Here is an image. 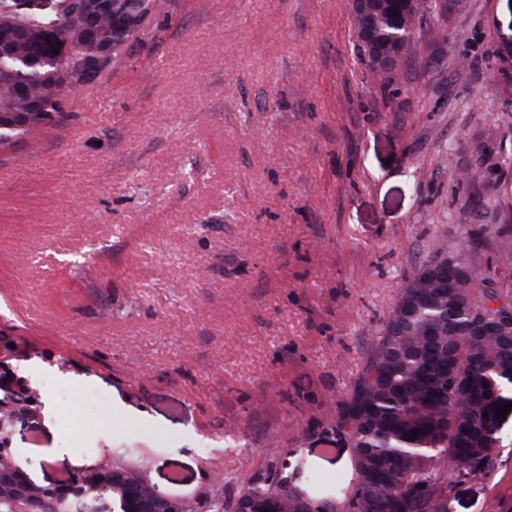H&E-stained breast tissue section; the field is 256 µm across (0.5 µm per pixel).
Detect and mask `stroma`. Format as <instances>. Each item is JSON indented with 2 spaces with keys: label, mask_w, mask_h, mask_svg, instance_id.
<instances>
[{
  "label": "stroma",
  "mask_w": 512,
  "mask_h": 512,
  "mask_svg": "<svg viewBox=\"0 0 512 512\" xmlns=\"http://www.w3.org/2000/svg\"><path fill=\"white\" fill-rule=\"evenodd\" d=\"M433 3L385 82L346 0H158L102 84L0 153V372L37 484L122 458L229 502L301 461L309 495L353 490L331 421L401 288L434 243L487 228L480 271L512 246V0ZM449 512H512V447Z\"/></svg>",
  "instance_id": "1"
}]
</instances>
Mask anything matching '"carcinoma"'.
<instances>
[{
    "instance_id": "obj_1",
    "label": "carcinoma",
    "mask_w": 512,
    "mask_h": 512,
    "mask_svg": "<svg viewBox=\"0 0 512 512\" xmlns=\"http://www.w3.org/2000/svg\"><path fill=\"white\" fill-rule=\"evenodd\" d=\"M0 14L36 35L25 40L0 24V114L28 111L33 98L67 97L60 91L58 55L96 47H126L146 25L116 24L81 15L72 0H0ZM94 38L87 40V26ZM47 125L35 116L25 126L0 124V152ZM479 237L453 252L434 250L475 271L473 291L461 290L457 306L435 293L426 264L414 271L372 342V353L351 396L333 420L352 448L360 483L338 500L336 512H448L453 479L491 474L504 443L492 405L512 386V285L495 271L475 270ZM492 317L507 336L484 332ZM418 432L414 440L407 439ZM242 492L274 512H320L323 500L298 501L276 473L259 476Z\"/></svg>"
}]
</instances>
